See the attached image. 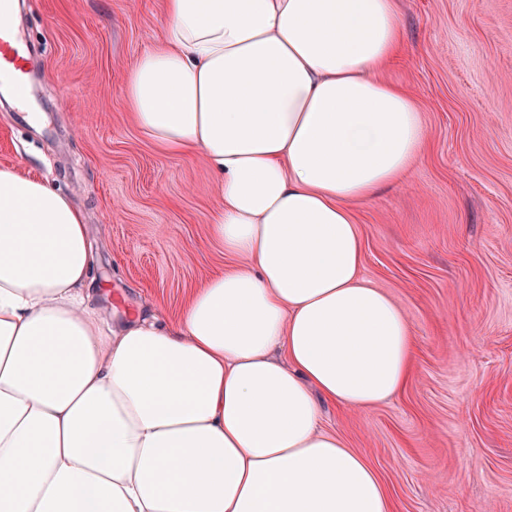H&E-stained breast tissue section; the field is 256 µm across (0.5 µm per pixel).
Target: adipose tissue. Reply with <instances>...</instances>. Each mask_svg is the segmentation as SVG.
<instances>
[{
	"label": "adipose tissue",
	"instance_id": "1",
	"mask_svg": "<svg viewBox=\"0 0 512 512\" xmlns=\"http://www.w3.org/2000/svg\"><path fill=\"white\" fill-rule=\"evenodd\" d=\"M123 77L145 137L201 157L234 265L177 320L108 321L82 212L0 168V512H391L321 404L372 408L412 368L362 275L350 206L406 174L420 110L381 70L398 0H164Z\"/></svg>",
	"mask_w": 512,
	"mask_h": 512
}]
</instances>
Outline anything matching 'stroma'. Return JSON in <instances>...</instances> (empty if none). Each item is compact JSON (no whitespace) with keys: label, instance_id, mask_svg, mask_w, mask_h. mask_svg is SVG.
Segmentation results:
<instances>
[{"label":"stroma","instance_id":"stroma-1","mask_svg":"<svg viewBox=\"0 0 512 512\" xmlns=\"http://www.w3.org/2000/svg\"><path fill=\"white\" fill-rule=\"evenodd\" d=\"M38 48L26 107L0 99V167L41 178L84 215L95 303L177 318L231 256L198 158L131 122L122 77L160 38L161 0H24ZM405 55L385 75L420 108L426 149L353 204L363 273L404 309L409 384L382 404L322 406L393 512H512V0H400Z\"/></svg>","mask_w":512,"mask_h":512}]
</instances>
